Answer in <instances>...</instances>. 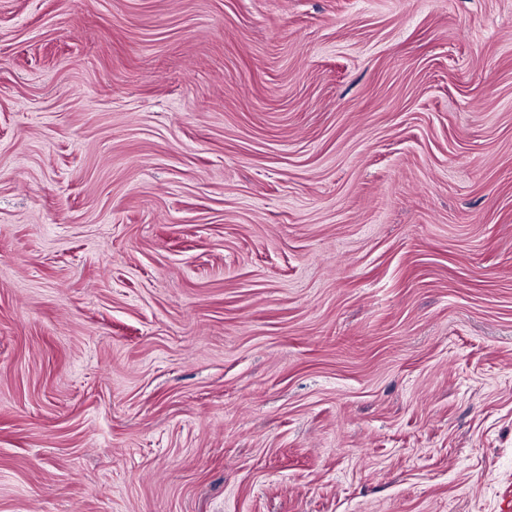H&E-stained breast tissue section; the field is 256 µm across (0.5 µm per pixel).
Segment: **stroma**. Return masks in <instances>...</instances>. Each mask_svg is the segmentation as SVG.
Wrapping results in <instances>:
<instances>
[{
    "label": "stroma",
    "mask_w": 512,
    "mask_h": 512,
    "mask_svg": "<svg viewBox=\"0 0 512 512\" xmlns=\"http://www.w3.org/2000/svg\"><path fill=\"white\" fill-rule=\"evenodd\" d=\"M512 0H0V512H508Z\"/></svg>",
    "instance_id": "35a3bbf8"
}]
</instances>
